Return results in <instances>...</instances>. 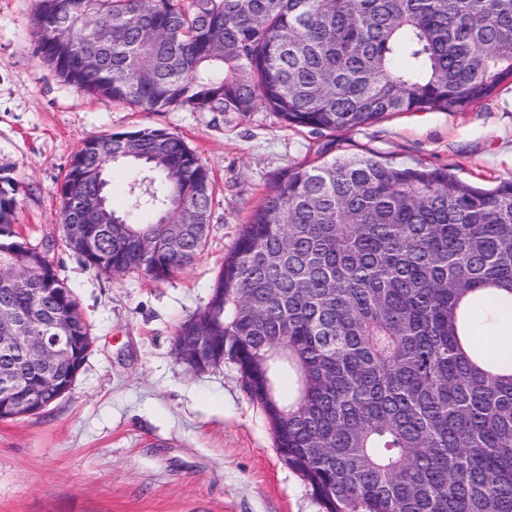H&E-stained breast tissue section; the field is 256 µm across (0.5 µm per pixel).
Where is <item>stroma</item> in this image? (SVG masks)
I'll return each mask as SVG.
<instances>
[{
	"mask_svg": "<svg viewBox=\"0 0 512 512\" xmlns=\"http://www.w3.org/2000/svg\"><path fill=\"white\" fill-rule=\"evenodd\" d=\"M34 6L0 0V188L15 190L24 238L52 242L92 346L70 393L0 421V512H321L236 368L199 374L177 360V325L207 303L242 225L284 172L373 153L484 188L512 178V84L460 112H397L346 132L290 128L264 110L143 112L90 97L44 64ZM141 127L183 137L215 179L201 257L163 281L101 273L63 243L58 187L75 151Z\"/></svg>",
	"mask_w": 512,
	"mask_h": 512,
	"instance_id": "stroma-1",
	"label": "stroma"
}]
</instances>
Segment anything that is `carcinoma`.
<instances>
[{
    "instance_id": "carcinoma-1",
    "label": "carcinoma",
    "mask_w": 512,
    "mask_h": 512,
    "mask_svg": "<svg viewBox=\"0 0 512 512\" xmlns=\"http://www.w3.org/2000/svg\"><path fill=\"white\" fill-rule=\"evenodd\" d=\"M31 23L65 82L144 112L265 109L336 132L394 112H460L512 81V0H36ZM125 137L146 158L111 160L90 140L74 153L63 223L107 197L77 164H133L128 209L106 203L131 234L96 233L85 264L163 280L203 252L206 236L185 235L176 252L168 232L191 211L209 223L212 178L165 130L98 141ZM15 212L0 189V259H24L0 275V315L19 331L30 312L67 323L79 302ZM215 287L207 349L236 366L322 512H512V366L485 335L512 312V180L485 190L371 153L300 166L255 207ZM66 335L89 348L86 321ZM2 365L27 388L71 376L3 345ZM284 372L296 380L286 399Z\"/></svg>"
}]
</instances>
